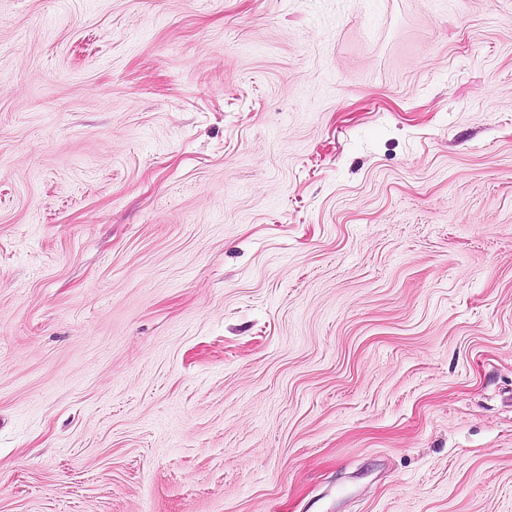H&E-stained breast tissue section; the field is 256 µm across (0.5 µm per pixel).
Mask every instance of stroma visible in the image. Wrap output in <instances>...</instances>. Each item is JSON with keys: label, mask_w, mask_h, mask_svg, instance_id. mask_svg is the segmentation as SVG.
<instances>
[{"label": "stroma", "mask_w": 512, "mask_h": 512, "mask_svg": "<svg viewBox=\"0 0 512 512\" xmlns=\"http://www.w3.org/2000/svg\"><path fill=\"white\" fill-rule=\"evenodd\" d=\"M0 512H512V0H0Z\"/></svg>", "instance_id": "1"}]
</instances>
